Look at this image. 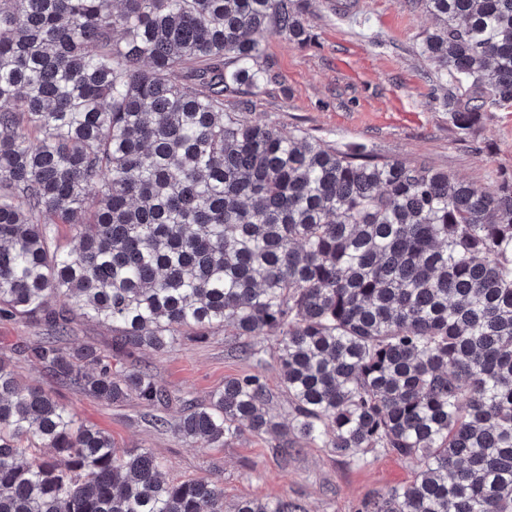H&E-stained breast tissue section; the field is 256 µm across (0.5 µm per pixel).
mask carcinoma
Instances as JSON below:
<instances>
[{"mask_svg": "<svg viewBox=\"0 0 512 512\" xmlns=\"http://www.w3.org/2000/svg\"><path fill=\"white\" fill-rule=\"evenodd\" d=\"M422 45L459 131L512 108V0H423ZM304 0H0V318L106 404L186 403L183 440L277 433L419 469L362 512H512V178L483 190L248 123L224 96L268 78L266 39L310 40ZM74 230L67 249L59 229ZM112 329L72 349L73 315ZM229 325L275 340L292 411L256 374L185 402L127 360ZM0 357V512H297L167 481Z\"/></svg>", "mask_w": 512, "mask_h": 512, "instance_id": "carcinoma-1", "label": "carcinoma"}]
</instances>
